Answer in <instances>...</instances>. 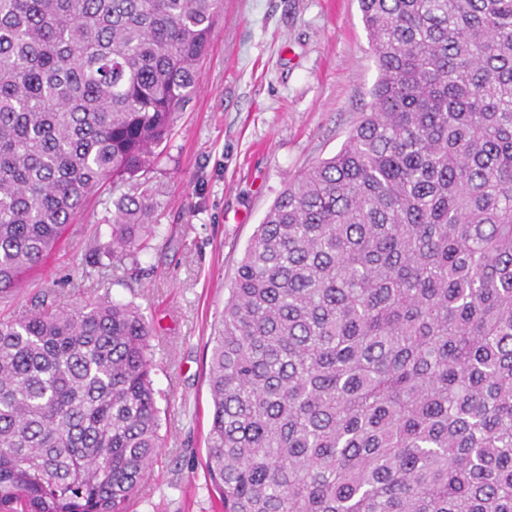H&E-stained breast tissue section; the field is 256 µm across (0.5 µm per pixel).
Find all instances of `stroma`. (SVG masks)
<instances>
[{"label": "stroma", "mask_w": 512, "mask_h": 512, "mask_svg": "<svg viewBox=\"0 0 512 512\" xmlns=\"http://www.w3.org/2000/svg\"><path fill=\"white\" fill-rule=\"evenodd\" d=\"M200 76L151 178L159 217L138 275L78 272L93 240L110 239L106 185L4 308L53 288L67 306L106 296L152 320L164 444L127 512H222L204 467L214 329L258 224L289 180L340 150L379 72L358 0H224Z\"/></svg>", "instance_id": "obj_1"}]
</instances>
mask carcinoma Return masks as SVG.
<instances>
[{
  "instance_id": "cac0c4a2",
  "label": "carcinoma",
  "mask_w": 512,
  "mask_h": 512,
  "mask_svg": "<svg viewBox=\"0 0 512 512\" xmlns=\"http://www.w3.org/2000/svg\"><path fill=\"white\" fill-rule=\"evenodd\" d=\"M359 5L369 110L237 267L205 467L224 512H512V0ZM222 6L0 0V303L107 182L86 263L151 248ZM151 335L99 297L0 316V512H126L162 447Z\"/></svg>"
}]
</instances>
